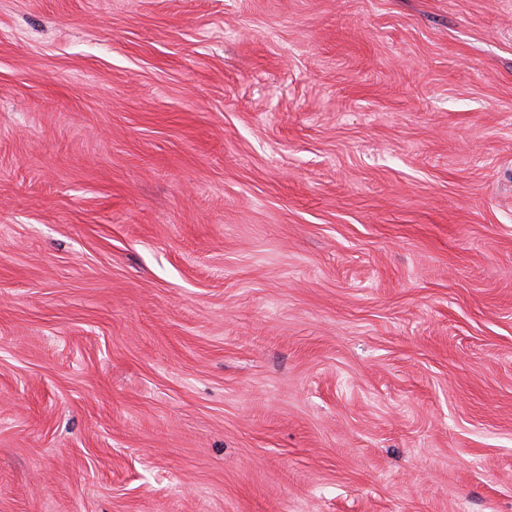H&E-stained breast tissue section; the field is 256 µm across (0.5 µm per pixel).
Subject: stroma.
Listing matches in <instances>:
<instances>
[{
    "mask_svg": "<svg viewBox=\"0 0 512 512\" xmlns=\"http://www.w3.org/2000/svg\"><path fill=\"white\" fill-rule=\"evenodd\" d=\"M0 512H512V0H0Z\"/></svg>",
    "mask_w": 512,
    "mask_h": 512,
    "instance_id": "35a3bbf8",
    "label": "stroma"
}]
</instances>
